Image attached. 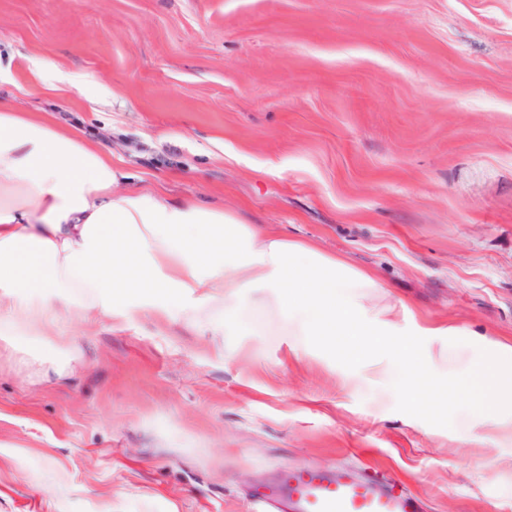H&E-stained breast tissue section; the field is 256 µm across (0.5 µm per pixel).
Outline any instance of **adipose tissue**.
<instances>
[{
    "mask_svg": "<svg viewBox=\"0 0 512 512\" xmlns=\"http://www.w3.org/2000/svg\"><path fill=\"white\" fill-rule=\"evenodd\" d=\"M125 178L100 148L0 102V340L30 337L45 378L60 377L70 353L46 336L63 314L121 326L138 310L168 316L187 297V315L207 312L219 336L244 311L274 308L291 355L312 337L347 360V384L373 365L383 395L464 413L475 441L512 446V343L472 345L452 322L405 335V304L370 272L224 207L122 189ZM416 335L454 337L459 353L446 370L417 367Z\"/></svg>",
    "mask_w": 512,
    "mask_h": 512,
    "instance_id": "obj_1",
    "label": "adipose tissue"
}]
</instances>
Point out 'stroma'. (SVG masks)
Masks as SVG:
<instances>
[{
	"mask_svg": "<svg viewBox=\"0 0 512 512\" xmlns=\"http://www.w3.org/2000/svg\"><path fill=\"white\" fill-rule=\"evenodd\" d=\"M0 98L128 188L223 202L371 271L408 323L512 339V0H0ZM0 341V512H247L284 462L512 512V447L343 385L277 312L60 320Z\"/></svg>",
	"mask_w": 512,
	"mask_h": 512,
	"instance_id": "obj_1",
	"label": "stroma"
}]
</instances>
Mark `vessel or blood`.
Segmentation results:
<instances>
[{"instance_id":"1","label":"vessel or blood","mask_w":512,"mask_h":512,"mask_svg":"<svg viewBox=\"0 0 512 512\" xmlns=\"http://www.w3.org/2000/svg\"><path fill=\"white\" fill-rule=\"evenodd\" d=\"M250 501L260 512H426L423 500L398 477L304 462L283 464L276 481L254 488Z\"/></svg>"}]
</instances>
